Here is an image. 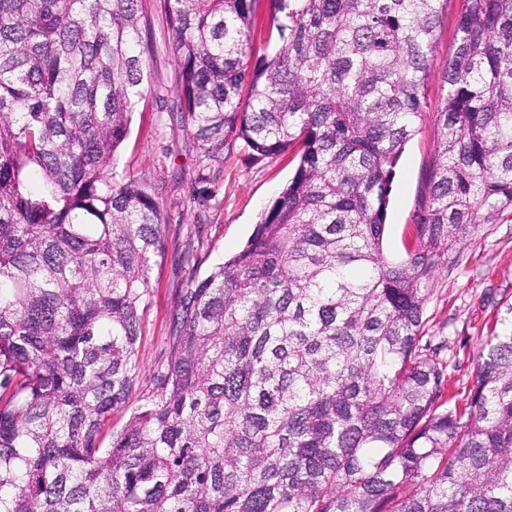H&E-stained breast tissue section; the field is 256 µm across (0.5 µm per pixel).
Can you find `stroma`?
<instances>
[{
  "mask_svg": "<svg viewBox=\"0 0 512 512\" xmlns=\"http://www.w3.org/2000/svg\"><path fill=\"white\" fill-rule=\"evenodd\" d=\"M462 0H448V12L436 31L431 51L424 115L396 168L387 215L385 254L405 258L417 243L415 224L425 188L427 168L440 133L434 112L446 97L440 74L456 47V24ZM149 20L152 49L146 60L145 99L135 106L129 136L119 156L120 168L146 171L155 185L166 222L164 255L152 257L153 296L141 346L144 379H151L163 358L172 294L185 287L190 274L205 276L210 268L240 250L260 214L277 197L294 172L291 155L260 162L249 158L242 143L224 149L221 166L203 170L197 141L172 112L178 66L166 48L168 33L160 0H142ZM211 196L209 208L198 200ZM200 227L198 268L181 259L187 225ZM512 304V211L497 223L478 227L454 263L434 277L424 309L429 348L445 366L446 396H462L473 383L477 357L497 310Z\"/></svg>",
  "mask_w": 512,
  "mask_h": 512,
  "instance_id": "35a3bbf8",
  "label": "stroma"
}]
</instances>
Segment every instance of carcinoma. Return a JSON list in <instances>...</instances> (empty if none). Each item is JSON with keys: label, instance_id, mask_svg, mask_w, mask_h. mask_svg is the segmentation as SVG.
<instances>
[{"label": "carcinoma", "instance_id": "obj_1", "mask_svg": "<svg viewBox=\"0 0 512 512\" xmlns=\"http://www.w3.org/2000/svg\"><path fill=\"white\" fill-rule=\"evenodd\" d=\"M255 2L161 3L205 168L237 141L297 165L244 247L176 292L142 389L165 220L114 165L148 19L0 0V512H512V332L448 405L421 347L435 273L512 210V0H462L397 261L392 183L448 0H269L282 44L256 60Z\"/></svg>", "mask_w": 512, "mask_h": 512}]
</instances>
